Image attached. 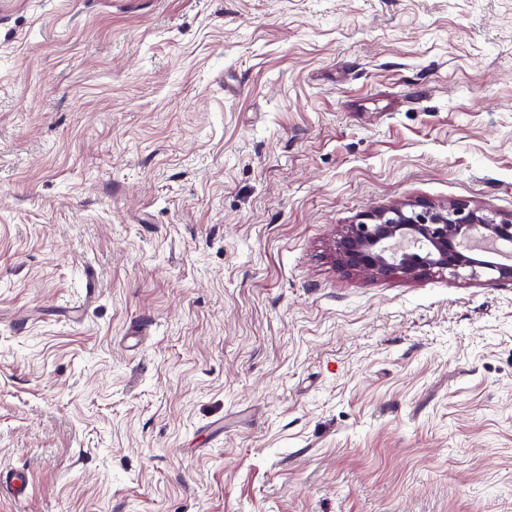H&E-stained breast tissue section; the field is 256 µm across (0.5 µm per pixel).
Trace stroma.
<instances>
[{"label": "stroma", "mask_w": 512, "mask_h": 512, "mask_svg": "<svg viewBox=\"0 0 512 512\" xmlns=\"http://www.w3.org/2000/svg\"><path fill=\"white\" fill-rule=\"evenodd\" d=\"M460 199L512 213V0L0 14V512H512V285L332 251ZM29 473L24 468L0 466V494L8 495L15 500H26Z\"/></svg>", "instance_id": "35a3bbf8"}]
</instances>
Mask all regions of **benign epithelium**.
<instances>
[{"instance_id":"1","label":"benign epithelium","mask_w":512,"mask_h":512,"mask_svg":"<svg viewBox=\"0 0 512 512\" xmlns=\"http://www.w3.org/2000/svg\"><path fill=\"white\" fill-rule=\"evenodd\" d=\"M512 245V214L489 216L463 200L443 208L415 200L372 210L348 224L334 240L336 263L365 278L482 272L512 284V264L482 259Z\"/></svg>"}]
</instances>
